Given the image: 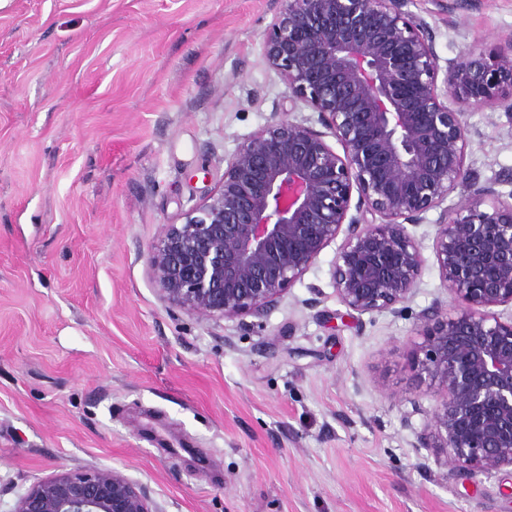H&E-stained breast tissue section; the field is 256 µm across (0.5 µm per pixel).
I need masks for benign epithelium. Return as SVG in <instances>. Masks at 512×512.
<instances>
[{
	"label": "benign epithelium",
	"mask_w": 512,
	"mask_h": 512,
	"mask_svg": "<svg viewBox=\"0 0 512 512\" xmlns=\"http://www.w3.org/2000/svg\"><path fill=\"white\" fill-rule=\"evenodd\" d=\"M280 3L264 58L321 129L274 119L224 157L217 189L149 250L161 299L206 319H263L339 239L340 302L400 317L426 264L408 226L438 209L432 252L456 313L437 300L415 315V376L437 394L430 408L405 398L424 418L411 446L441 449L450 473L469 480L512 466V319L487 311L512 306V202L488 186L447 205L466 174L465 110L512 117V35L442 65L433 26L404 11L407 0ZM14 512L158 510L135 482L96 470L38 482Z\"/></svg>",
	"instance_id": "benign-epithelium-1"
}]
</instances>
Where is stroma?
Listing matches in <instances>:
<instances>
[{"mask_svg": "<svg viewBox=\"0 0 512 512\" xmlns=\"http://www.w3.org/2000/svg\"><path fill=\"white\" fill-rule=\"evenodd\" d=\"M277 0H0V512L59 469L115 470L160 512H512V467L451 477L402 417L446 299L427 262L402 317H347L326 247L266 319L164 303L148 251L288 110ZM408 9L454 59L512 34V0ZM448 199L512 193V119L467 109ZM208 175H201V168ZM315 307H308L312 296Z\"/></svg>", "mask_w": 512, "mask_h": 512, "instance_id": "35a3bbf8", "label": "stroma"}]
</instances>
